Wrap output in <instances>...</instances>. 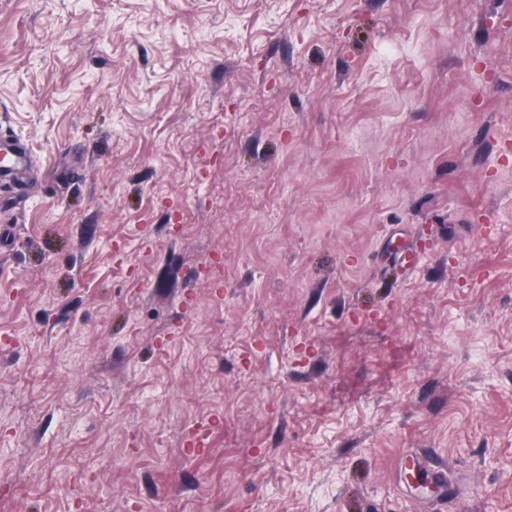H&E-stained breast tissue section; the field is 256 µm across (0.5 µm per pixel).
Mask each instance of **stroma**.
Listing matches in <instances>:
<instances>
[{"label": "stroma", "mask_w": 512, "mask_h": 512, "mask_svg": "<svg viewBox=\"0 0 512 512\" xmlns=\"http://www.w3.org/2000/svg\"><path fill=\"white\" fill-rule=\"evenodd\" d=\"M2 136L0 512H512V0H0Z\"/></svg>", "instance_id": "1"}]
</instances>
